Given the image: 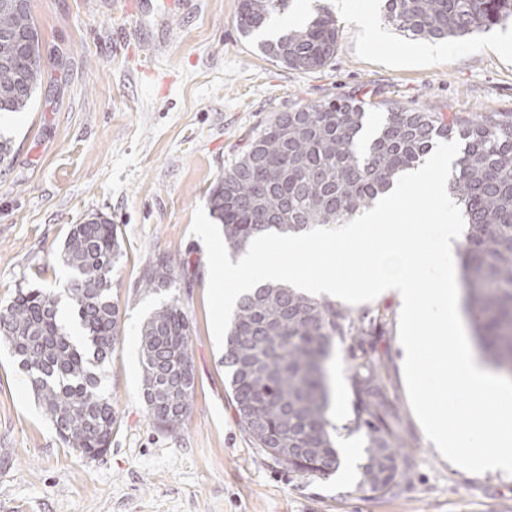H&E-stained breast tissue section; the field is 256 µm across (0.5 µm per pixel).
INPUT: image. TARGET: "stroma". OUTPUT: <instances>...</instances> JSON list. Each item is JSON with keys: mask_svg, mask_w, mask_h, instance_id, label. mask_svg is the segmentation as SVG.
I'll list each match as a JSON object with an SVG mask.
<instances>
[{"mask_svg": "<svg viewBox=\"0 0 512 512\" xmlns=\"http://www.w3.org/2000/svg\"><path fill=\"white\" fill-rule=\"evenodd\" d=\"M150 2L143 16L134 0H31L44 75L28 111L0 116L13 140L0 164V305L21 288L65 295L70 226L93 216L119 226L120 335L103 376L117 423L97 459L63 447L0 344V512H512L511 475L456 468L415 418L392 296L350 312L374 321L363 348L381 367L386 419L407 445L410 480L377 498L345 466L311 481L263 461L228 395L207 253L190 232L195 208L208 206L211 187L270 113L353 95L444 113L512 112V23L440 54L435 41L382 24L383 0H291L302 20L321 4L338 20L334 59L305 72L273 63L256 36L241 34L240 0H183L174 13ZM363 14L379 22L378 40L367 39ZM159 253L183 271L173 295L193 324L192 406L173 433L152 424L141 392L139 329L161 298L139 279ZM350 362L348 345H336L337 425L353 416Z\"/></svg>", "mask_w": 512, "mask_h": 512, "instance_id": "stroma-1", "label": "stroma"}]
</instances>
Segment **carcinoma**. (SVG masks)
<instances>
[{"mask_svg":"<svg viewBox=\"0 0 512 512\" xmlns=\"http://www.w3.org/2000/svg\"><path fill=\"white\" fill-rule=\"evenodd\" d=\"M0 0V115L26 111L41 85L43 43L31 5ZM288 0H241L238 27L249 36L285 12ZM512 18V0H386L384 22L428 40L489 32ZM336 18L325 7L304 27L261 43L271 61L319 70L336 54ZM354 97L274 112L252 131L246 149L212 187L213 217L231 252L262 233L295 234L344 224L423 163L440 141L459 143L448 192L461 207L459 243L464 303L486 361L512 378V113L452 112L390 105L367 156L355 138L366 122ZM122 256L119 227L100 217L71 226L62 260L81 338L60 324L52 288L20 289L0 307V341L9 346L60 442L87 459L112 446L116 414L100 370L119 331L112 270ZM179 274L167 254L142 269L140 288L159 294ZM371 325L335 302L266 282L237 302L224 339V372L241 430L276 466L311 480L337 472L340 431L360 435L365 462L359 487L376 497L410 475L401 437L385 420L381 368L353 366L354 417L329 419L327 362L336 342L369 335ZM192 323L176 299L152 309L140 326L141 390L149 417L175 432L194 392Z\"/></svg>","mask_w":512,"mask_h":512,"instance_id":"1","label":"carcinoma"}]
</instances>
